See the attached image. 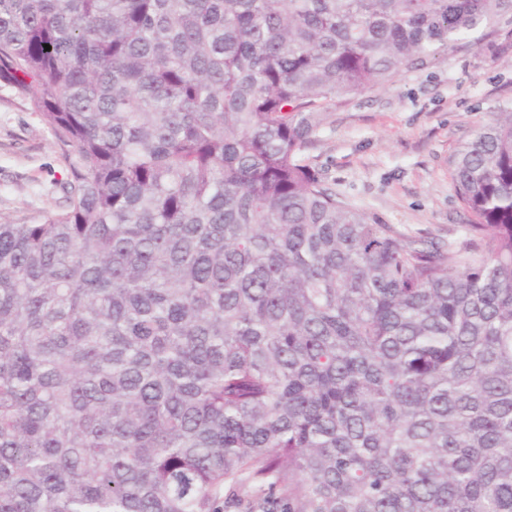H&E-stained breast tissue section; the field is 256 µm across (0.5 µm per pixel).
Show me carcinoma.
<instances>
[{
	"label": "carcinoma",
	"mask_w": 512,
	"mask_h": 512,
	"mask_svg": "<svg viewBox=\"0 0 512 512\" xmlns=\"http://www.w3.org/2000/svg\"><path fill=\"white\" fill-rule=\"evenodd\" d=\"M508 15L0 0V82L72 147L64 210L0 223V512H512V107L449 159L457 246L301 157Z\"/></svg>",
	"instance_id": "1"
}]
</instances>
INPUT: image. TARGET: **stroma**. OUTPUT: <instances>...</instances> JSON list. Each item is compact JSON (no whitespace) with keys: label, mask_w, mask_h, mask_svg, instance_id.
I'll list each match as a JSON object with an SVG mask.
<instances>
[{"label":"stroma","mask_w":512,"mask_h":512,"mask_svg":"<svg viewBox=\"0 0 512 512\" xmlns=\"http://www.w3.org/2000/svg\"><path fill=\"white\" fill-rule=\"evenodd\" d=\"M494 40L474 32L454 51L385 86L325 104L304 157L325 185L371 221L411 238L456 243L467 215L448 160L458 144L512 106V20ZM506 44L496 53L492 43ZM67 146L28 97L0 84V222L39 223L63 208Z\"/></svg>","instance_id":"35a3bbf8"}]
</instances>
